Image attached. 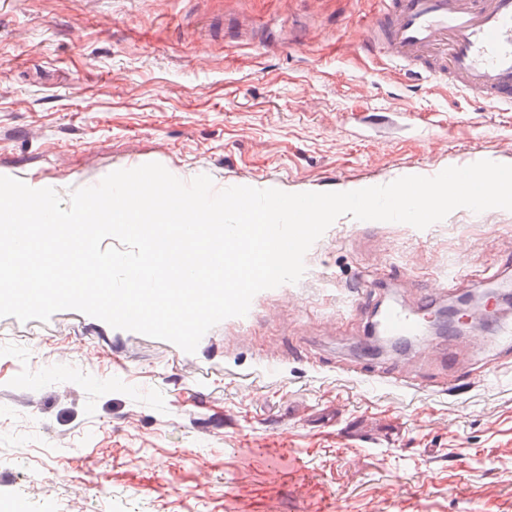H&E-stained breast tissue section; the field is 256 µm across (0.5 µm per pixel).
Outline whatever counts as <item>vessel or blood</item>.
Returning <instances> with one entry per match:
<instances>
[{"mask_svg": "<svg viewBox=\"0 0 512 512\" xmlns=\"http://www.w3.org/2000/svg\"><path fill=\"white\" fill-rule=\"evenodd\" d=\"M363 43L407 70L448 81L491 106L512 104V0H382ZM390 336L419 335V312L388 308Z\"/></svg>", "mask_w": 512, "mask_h": 512, "instance_id": "b4317fda", "label": "vessel or blood"}]
</instances>
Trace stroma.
I'll list each match as a JSON object with an SVG mask.
<instances>
[{
  "label": "stroma",
  "instance_id": "stroma-1",
  "mask_svg": "<svg viewBox=\"0 0 512 512\" xmlns=\"http://www.w3.org/2000/svg\"><path fill=\"white\" fill-rule=\"evenodd\" d=\"M379 0H0V176L119 169L345 192L512 164V109L363 48ZM195 353L75 310L0 318L14 512H512V352L364 354L375 313L512 288V211L340 216Z\"/></svg>",
  "mask_w": 512,
  "mask_h": 512
}]
</instances>
